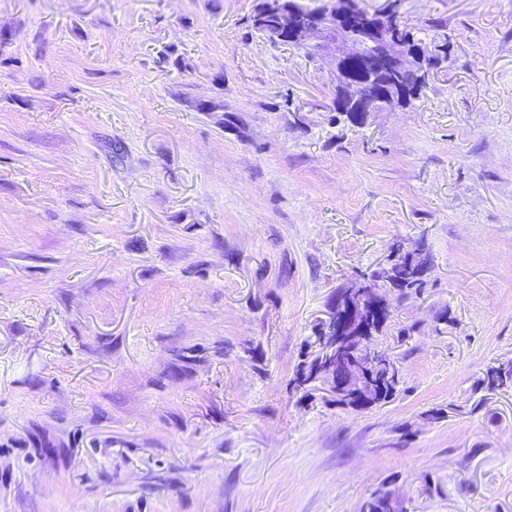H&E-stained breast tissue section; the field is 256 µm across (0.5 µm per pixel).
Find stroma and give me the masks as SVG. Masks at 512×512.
<instances>
[{"instance_id": "stroma-1", "label": "stroma", "mask_w": 512, "mask_h": 512, "mask_svg": "<svg viewBox=\"0 0 512 512\" xmlns=\"http://www.w3.org/2000/svg\"><path fill=\"white\" fill-rule=\"evenodd\" d=\"M260 0H0V512H512V0H398L447 63L350 123ZM396 398L295 387L392 245ZM482 385L491 391L512 390V371L504 372L499 366L489 367L482 379Z\"/></svg>"}]
</instances>
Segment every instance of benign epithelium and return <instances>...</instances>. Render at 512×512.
<instances>
[{"mask_svg": "<svg viewBox=\"0 0 512 512\" xmlns=\"http://www.w3.org/2000/svg\"><path fill=\"white\" fill-rule=\"evenodd\" d=\"M332 13L305 14L296 0H278L276 9L257 16L273 33L271 41L315 53L336 73V92L363 116L393 111L427 83L435 66L416 54L399 31L395 6L370 14L357 0H336ZM378 289L358 278L344 289L324 321L319 376L337 397L359 402L375 390L378 378L401 377L399 364L364 336L366 318Z\"/></svg>", "mask_w": 512, "mask_h": 512, "instance_id": "obj_1", "label": "benign epithelium"}]
</instances>
